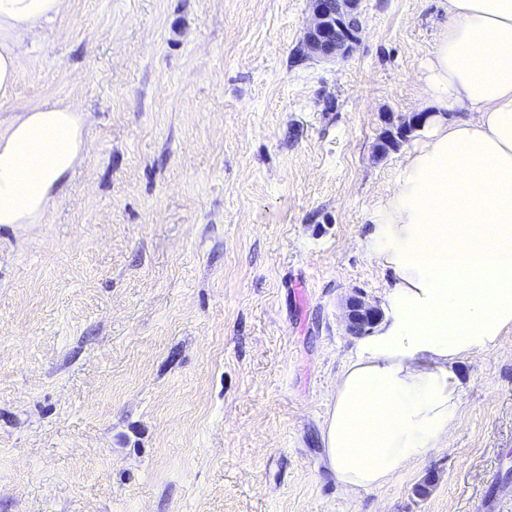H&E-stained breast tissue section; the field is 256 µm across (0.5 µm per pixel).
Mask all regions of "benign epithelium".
Returning a JSON list of instances; mask_svg holds the SVG:
<instances>
[{
	"label": "benign epithelium",
	"instance_id": "obj_1",
	"mask_svg": "<svg viewBox=\"0 0 512 512\" xmlns=\"http://www.w3.org/2000/svg\"><path fill=\"white\" fill-rule=\"evenodd\" d=\"M359 0H310L311 19L303 41L298 46L302 56L316 61H334L350 57L358 42L362 25L348 28L345 21L359 19ZM425 113L414 114L409 120L395 125L400 140H405L422 127ZM382 319L379 307L366 301L357 292L345 302L344 325L354 335L362 336L372 330Z\"/></svg>",
	"mask_w": 512,
	"mask_h": 512
}]
</instances>
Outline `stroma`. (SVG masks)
<instances>
[{
    "mask_svg": "<svg viewBox=\"0 0 512 512\" xmlns=\"http://www.w3.org/2000/svg\"><path fill=\"white\" fill-rule=\"evenodd\" d=\"M354 54L300 58L309 0H67L19 107L87 149L39 224H0V512H512V335L454 367L451 448L343 491L321 426L390 306L362 241L420 111L444 0H360ZM434 483L427 496L415 488ZM344 309L345 328L354 335H369L382 319L380 308L366 301L361 292L349 296Z\"/></svg>",
    "mask_w": 512,
    "mask_h": 512,
    "instance_id": "obj_1",
    "label": "stroma"
}]
</instances>
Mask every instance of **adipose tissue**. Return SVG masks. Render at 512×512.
Instances as JSON below:
<instances>
[{"mask_svg":"<svg viewBox=\"0 0 512 512\" xmlns=\"http://www.w3.org/2000/svg\"><path fill=\"white\" fill-rule=\"evenodd\" d=\"M66 0H0V98ZM420 77L431 116L363 245L393 275L390 313L336 381L322 428L329 475L383 487L448 447L453 366L512 333V0H446ZM86 146L78 106L24 108L0 131V224H36Z\"/></svg>","mask_w":512,"mask_h":512,"instance_id":"ef3b65f1","label":"adipose tissue"}]
</instances>
